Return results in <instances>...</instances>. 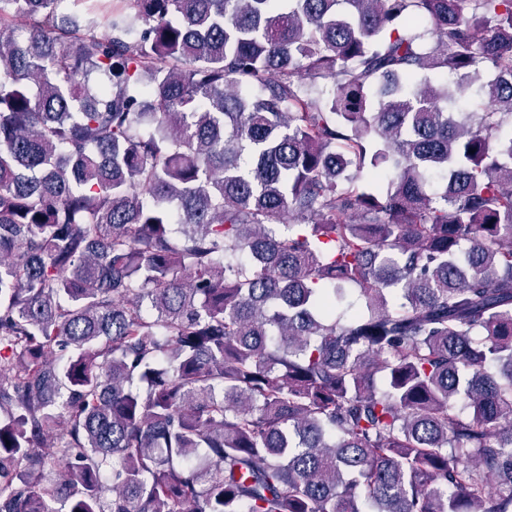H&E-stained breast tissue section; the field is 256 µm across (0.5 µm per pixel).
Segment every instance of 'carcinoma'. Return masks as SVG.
I'll use <instances>...</instances> for the list:
<instances>
[{
    "label": "carcinoma",
    "mask_w": 512,
    "mask_h": 512,
    "mask_svg": "<svg viewBox=\"0 0 512 512\" xmlns=\"http://www.w3.org/2000/svg\"><path fill=\"white\" fill-rule=\"evenodd\" d=\"M0 512H512V0H0Z\"/></svg>",
    "instance_id": "1"
}]
</instances>
